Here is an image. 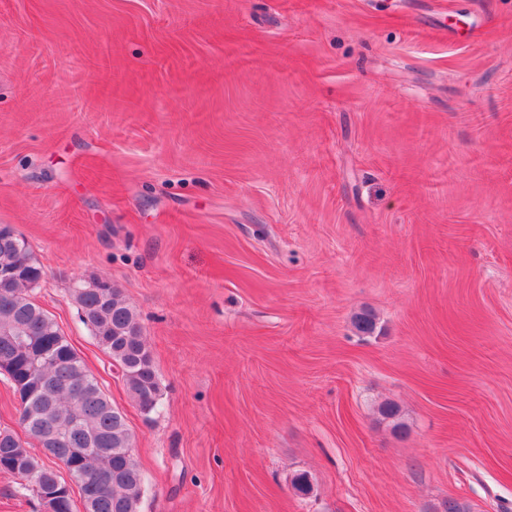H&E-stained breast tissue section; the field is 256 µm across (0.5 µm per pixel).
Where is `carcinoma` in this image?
<instances>
[{
    "instance_id": "cac0c4a2",
    "label": "carcinoma",
    "mask_w": 512,
    "mask_h": 512,
    "mask_svg": "<svg viewBox=\"0 0 512 512\" xmlns=\"http://www.w3.org/2000/svg\"><path fill=\"white\" fill-rule=\"evenodd\" d=\"M1 267L14 275L0 279V330L10 332L0 335V359L14 363L6 374L18 394L19 424L27 438L0 430V467L19 460L39 476V496L64 483L61 471L30 449L28 439H44L51 456L66 460L73 475L92 478L82 486L90 512H138L143 479L134 435L56 321L33 298L44 270L30 243L13 231L0 234ZM72 296L81 322L119 369L133 402L144 413L154 411L161 387L135 310L110 281L75 288Z\"/></svg>"
}]
</instances>
